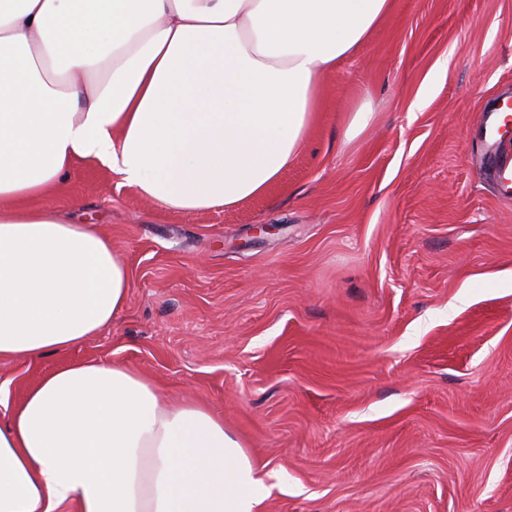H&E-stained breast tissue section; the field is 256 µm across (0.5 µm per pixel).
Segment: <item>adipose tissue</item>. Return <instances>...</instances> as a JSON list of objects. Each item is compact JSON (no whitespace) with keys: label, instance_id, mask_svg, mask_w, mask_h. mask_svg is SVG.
<instances>
[{"label":"adipose tissue","instance_id":"1","mask_svg":"<svg viewBox=\"0 0 512 512\" xmlns=\"http://www.w3.org/2000/svg\"><path fill=\"white\" fill-rule=\"evenodd\" d=\"M391 0H0V358L112 323L130 270L53 194L96 161L161 207H232L300 151L321 81ZM258 463L200 401L139 371L62 365L0 425V512H261Z\"/></svg>","mask_w":512,"mask_h":512}]
</instances>
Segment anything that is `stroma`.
Here are the masks:
<instances>
[{"label": "stroma", "instance_id": "35a3bbf8", "mask_svg": "<svg viewBox=\"0 0 512 512\" xmlns=\"http://www.w3.org/2000/svg\"><path fill=\"white\" fill-rule=\"evenodd\" d=\"M319 93L288 170L232 208L72 166L49 203L111 239L128 300L67 353L1 359L0 423L108 361L222 418L272 474L263 512H512V195L480 162L512 0H393Z\"/></svg>", "mask_w": 512, "mask_h": 512}]
</instances>
